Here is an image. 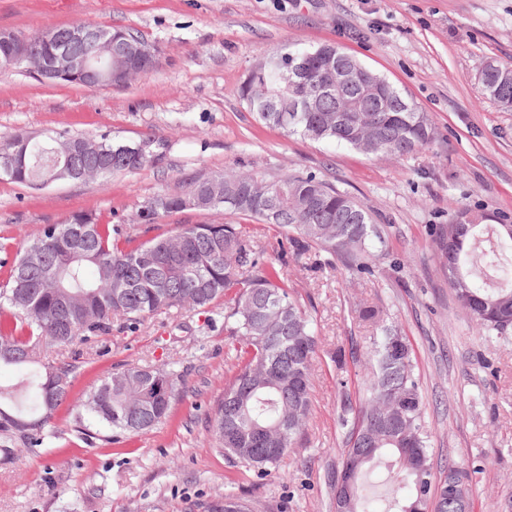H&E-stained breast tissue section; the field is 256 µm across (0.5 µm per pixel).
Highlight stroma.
Here are the masks:
<instances>
[{"mask_svg":"<svg viewBox=\"0 0 512 512\" xmlns=\"http://www.w3.org/2000/svg\"><path fill=\"white\" fill-rule=\"evenodd\" d=\"M93 22L132 27L159 49L157 68L123 87L51 85L0 71V137L67 132L159 141L158 161L133 173L45 187L0 178V283L48 224L92 212L132 224L156 194L220 172L315 173L371 215L382 239L372 273L312 256L288 268L290 293L319 337L310 414L278 469L256 477L213 447L209 420L233 376L223 305L113 324L74 360L72 401L127 365L174 362L180 398L154 429L112 432L62 407L53 447L0 462V512H209L232 490L252 512H335L331 481L346 430L342 399L359 407L380 325L409 340L438 477H469L473 512H512V330L483 335L448 286L436 239L462 210L512 224V111L487 98V61L512 63V0H0V30L26 35ZM335 44L427 113L437 131L403 157L367 155L259 123L240 97L254 61L289 45ZM244 225L272 247L280 230L221 211L186 210L139 226L141 238L184 224ZM208 335H199L201 326Z\"/></svg>","mask_w":512,"mask_h":512,"instance_id":"35a3bbf8","label":"stroma"}]
</instances>
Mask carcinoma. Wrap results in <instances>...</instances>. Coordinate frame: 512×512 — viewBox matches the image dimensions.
Wrapping results in <instances>:
<instances>
[{
    "label": "carcinoma",
    "mask_w": 512,
    "mask_h": 512,
    "mask_svg": "<svg viewBox=\"0 0 512 512\" xmlns=\"http://www.w3.org/2000/svg\"><path fill=\"white\" fill-rule=\"evenodd\" d=\"M123 33L155 49L133 28L97 26ZM259 59L246 74L240 96L257 119L288 135L314 142L337 141L367 154L404 156L428 145L435 129L428 116L385 79L338 46L323 44ZM480 83L489 99L512 111V66L489 61ZM367 86L371 95L352 125L336 124L343 97ZM307 100L288 122L279 114ZM71 142L89 151L76 162L104 161L101 178L132 173L157 157L158 141L126 144L98 138L47 134L29 145L22 167L5 176L19 184L63 181L64 154ZM253 195L233 208L224 195ZM214 196L205 210H223L272 224L287 245L268 254L241 224H184L173 236L136 241L132 228L78 213L46 225L27 244L0 287V365L25 370L0 383V447L42 446L58 408L69 398L74 365L52 350L86 343L107 333L112 322L136 324L173 310L206 311L224 299V317L234 319L237 371L210 419L212 441L227 458L256 474H271L301 435L310 406L313 366L319 349L314 323L288 292L289 259L309 252L344 261L369 273L378 233L367 210L349 194L312 173L258 175L216 173L184 182L178 193L161 192L141 206L139 223L155 224L184 211L186 196ZM495 231L476 224L456 244L459 272L448 268L458 304L481 329L504 335L512 329V262ZM364 404L340 420L348 427L342 470L350 477L346 512H365L363 477L383 463L389 484L388 512H408L423 498L430 512H453L448 482L435 477L424 403L414 373L413 350L387 328L371 351ZM178 375L164 367L129 366L94 387L74 405L84 417L118 435L153 429L179 397Z\"/></svg>",
    "instance_id": "carcinoma-1"
}]
</instances>
